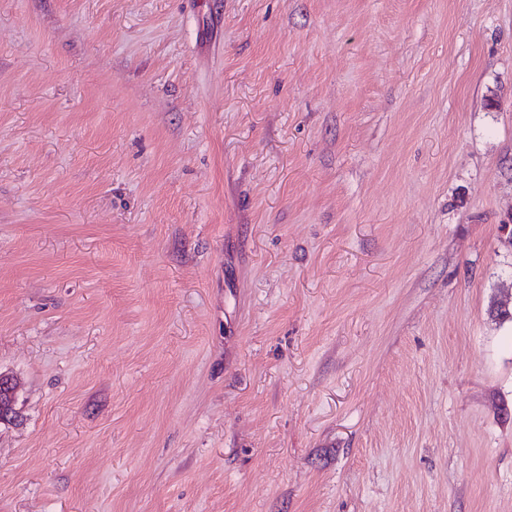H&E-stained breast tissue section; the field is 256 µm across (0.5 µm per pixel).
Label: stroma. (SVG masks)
<instances>
[{"label": "stroma", "mask_w": 512, "mask_h": 512, "mask_svg": "<svg viewBox=\"0 0 512 512\" xmlns=\"http://www.w3.org/2000/svg\"><path fill=\"white\" fill-rule=\"evenodd\" d=\"M512 0H0V512H512ZM13 383H14V381L11 378V376H9L8 374L2 373V372L0 373L1 388L4 390L8 389L7 394L10 399L9 403L6 402L4 404H0V424L9 422L14 415L13 411H15V391L16 390L14 391ZM2 389H0V402L2 400H4V401L8 400L7 395L5 394L4 391H2Z\"/></svg>", "instance_id": "35a3bbf8"}]
</instances>
